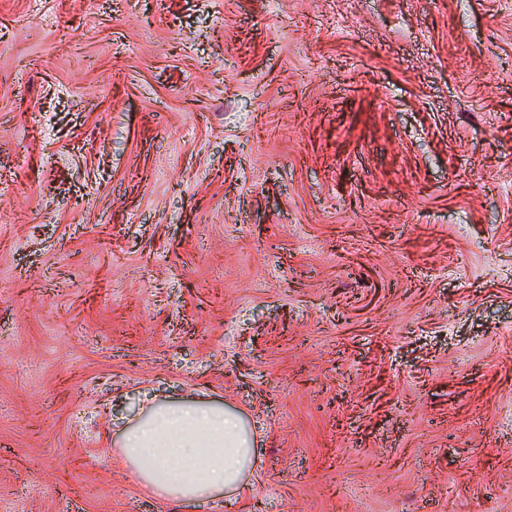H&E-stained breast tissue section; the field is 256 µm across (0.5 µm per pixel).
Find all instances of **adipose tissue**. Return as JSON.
I'll use <instances>...</instances> for the list:
<instances>
[{
  "label": "adipose tissue",
  "instance_id": "1",
  "mask_svg": "<svg viewBox=\"0 0 512 512\" xmlns=\"http://www.w3.org/2000/svg\"><path fill=\"white\" fill-rule=\"evenodd\" d=\"M253 433L210 404L159 403L122 436L133 474L164 499L192 503L236 489L255 466Z\"/></svg>",
  "mask_w": 512,
  "mask_h": 512
}]
</instances>
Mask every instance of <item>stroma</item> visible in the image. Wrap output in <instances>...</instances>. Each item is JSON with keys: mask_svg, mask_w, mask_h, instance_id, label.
Segmentation results:
<instances>
[{"mask_svg": "<svg viewBox=\"0 0 512 512\" xmlns=\"http://www.w3.org/2000/svg\"><path fill=\"white\" fill-rule=\"evenodd\" d=\"M0 512H229L117 450L241 413L230 512H512V0H0Z\"/></svg>", "mask_w": 512, "mask_h": 512, "instance_id": "stroma-1", "label": "stroma"}]
</instances>
